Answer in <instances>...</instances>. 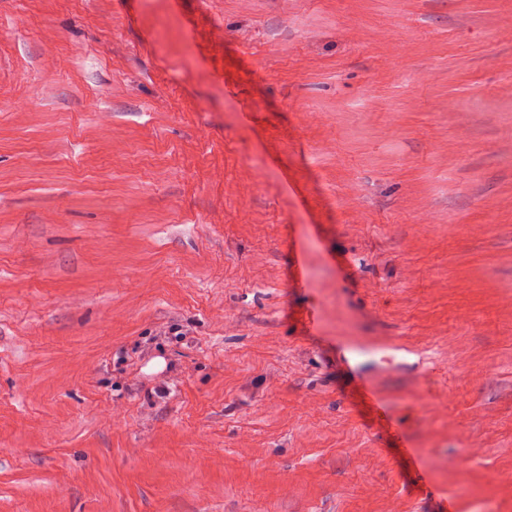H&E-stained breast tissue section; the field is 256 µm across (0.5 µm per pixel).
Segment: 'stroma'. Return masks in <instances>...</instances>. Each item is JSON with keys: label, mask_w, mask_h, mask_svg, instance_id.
Returning <instances> with one entry per match:
<instances>
[{"label": "stroma", "mask_w": 512, "mask_h": 512, "mask_svg": "<svg viewBox=\"0 0 512 512\" xmlns=\"http://www.w3.org/2000/svg\"><path fill=\"white\" fill-rule=\"evenodd\" d=\"M0 512H512V0H0Z\"/></svg>", "instance_id": "obj_1"}]
</instances>
